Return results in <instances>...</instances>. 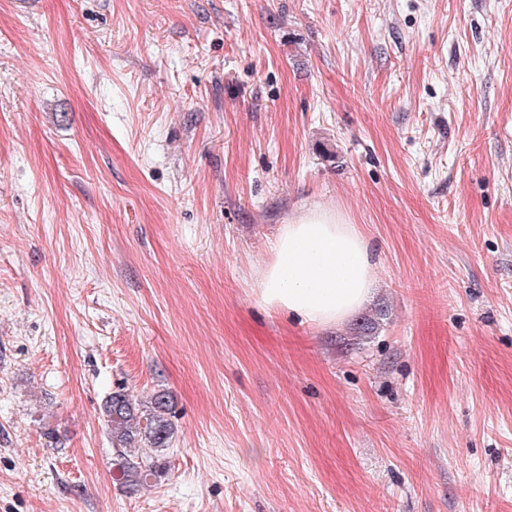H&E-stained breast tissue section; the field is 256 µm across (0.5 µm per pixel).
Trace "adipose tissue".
Segmentation results:
<instances>
[{
  "instance_id": "ef3b65f1",
  "label": "adipose tissue",
  "mask_w": 512,
  "mask_h": 512,
  "mask_svg": "<svg viewBox=\"0 0 512 512\" xmlns=\"http://www.w3.org/2000/svg\"><path fill=\"white\" fill-rule=\"evenodd\" d=\"M374 268L358 227L315 208L282 226L261 271L258 295L268 307L331 329L366 302Z\"/></svg>"
}]
</instances>
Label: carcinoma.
Instances as JSON below:
<instances>
[{
    "instance_id": "carcinoma-1",
    "label": "carcinoma",
    "mask_w": 512,
    "mask_h": 512,
    "mask_svg": "<svg viewBox=\"0 0 512 512\" xmlns=\"http://www.w3.org/2000/svg\"><path fill=\"white\" fill-rule=\"evenodd\" d=\"M171 414L172 401L164 391L156 392L145 406L121 389L105 401L103 416L117 449L115 466L126 487H141L165 468L161 453L174 434Z\"/></svg>"
}]
</instances>
